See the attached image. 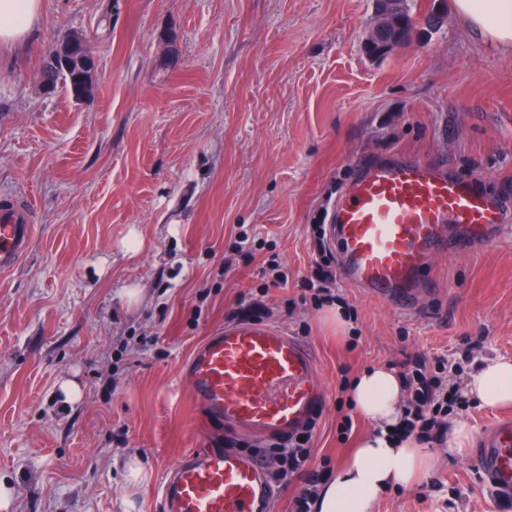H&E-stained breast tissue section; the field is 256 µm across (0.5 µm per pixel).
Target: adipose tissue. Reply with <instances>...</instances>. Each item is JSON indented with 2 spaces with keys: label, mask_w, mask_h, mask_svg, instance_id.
I'll return each mask as SVG.
<instances>
[{
  "label": "adipose tissue",
  "mask_w": 512,
  "mask_h": 512,
  "mask_svg": "<svg viewBox=\"0 0 512 512\" xmlns=\"http://www.w3.org/2000/svg\"><path fill=\"white\" fill-rule=\"evenodd\" d=\"M457 16L491 46L512 51V0H452ZM40 0H0V45L25 43L35 33ZM467 394L476 404L494 408L512 403V359L483 360L467 379ZM349 399L373 425L332 480L320 489L316 512H371L374 502L395 487L415 483L432 456L410 438L389 437L388 426L401 413V383L394 372L374 367L350 386Z\"/></svg>",
  "instance_id": "1"
}]
</instances>
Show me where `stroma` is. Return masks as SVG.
<instances>
[{
    "label": "stroma",
    "mask_w": 512,
    "mask_h": 512,
    "mask_svg": "<svg viewBox=\"0 0 512 512\" xmlns=\"http://www.w3.org/2000/svg\"><path fill=\"white\" fill-rule=\"evenodd\" d=\"M432 7L440 26L378 60L361 49L373 0H42L33 43L0 50V196L29 201L35 224L0 276L9 512H161L198 426L181 369L228 323L315 347L324 481L353 448L336 431L342 379L470 346L512 358V241L432 257L416 316L333 284L343 332L304 283L312 227L355 179L353 158L442 162L512 196V53L468 31L452 0L414 11ZM74 34L99 72L83 102L40 83ZM433 450L428 474L372 512H512L470 455ZM131 458L148 481L133 482Z\"/></svg>",
    "instance_id": "stroma-1"
}]
</instances>
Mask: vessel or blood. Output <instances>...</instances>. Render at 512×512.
Here are the masks:
<instances>
[{"mask_svg": "<svg viewBox=\"0 0 512 512\" xmlns=\"http://www.w3.org/2000/svg\"><path fill=\"white\" fill-rule=\"evenodd\" d=\"M358 178L330 215V244L345 281L402 311L428 288V259L459 248L487 249L504 226L503 200L444 166L409 157L358 161ZM35 226L28 204L0 199V273L29 252ZM191 399L208 424L264 435H290L324 409L317 358L306 341L281 328L241 321L196 348L182 368ZM473 465L490 491L512 497V419L477 448ZM274 490L259 456L224 450L220 435L201 434L160 491L163 512H269Z\"/></svg>", "mask_w": 512, "mask_h": 512, "instance_id": "b4317fda", "label": "vessel or blood"}]
</instances>
